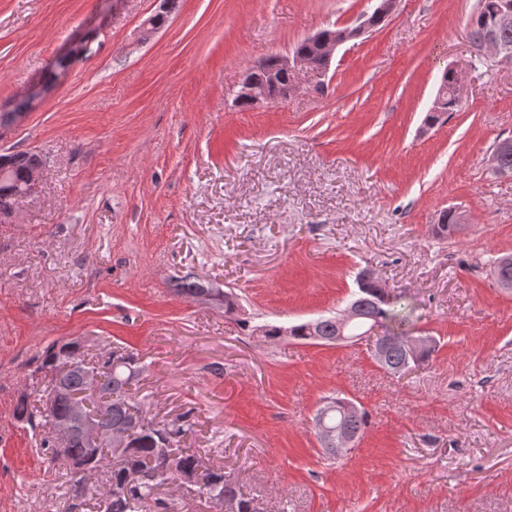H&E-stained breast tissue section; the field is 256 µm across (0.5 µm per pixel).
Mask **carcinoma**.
I'll list each match as a JSON object with an SVG mask.
<instances>
[{
	"label": "carcinoma",
	"mask_w": 512,
	"mask_h": 512,
	"mask_svg": "<svg viewBox=\"0 0 512 512\" xmlns=\"http://www.w3.org/2000/svg\"><path fill=\"white\" fill-rule=\"evenodd\" d=\"M497 0H478L477 8L470 20V39L479 46L489 29L495 26L494 6ZM460 103L445 98L436 112H430L426 121L437 125L456 111ZM11 168V177L16 181L24 180L27 170L38 161V155L32 152H16L0 156ZM459 224L458 214L453 210L444 212L436 233L446 238ZM493 276L501 288L512 289V265L505 266L499 260L493 262ZM358 291L351 294L349 303L377 322L384 330L400 327L411 320L413 308L401 294L393 299L383 296L373 280V273L363 269L357 277ZM177 293L193 297L206 296L213 300L224 301V315L231 318L238 309L237 302L228 293L218 288H207L198 280L186 275L180 278ZM289 337L295 340H310L312 336L331 338L336 335L334 317L321 316L307 322L288 327ZM405 353L392 348L388 351L382 368L389 373H399V367L405 363ZM68 363L76 367L68 370L62 378H57L60 369ZM83 345L79 340L62 344L57 342L46 348L34 373L49 376L48 393L56 394L55 409L46 413L37 405L21 400L14 408L15 417L36 429L47 425L55 426L57 420L69 414V395L85 389ZM144 370L138 355L122 348H114L103 363L102 380L98 384L100 396H109L112 401L101 412L99 420L103 433L119 425L131 424L143 420L142 428L136 433L131 446L120 452L105 443L91 448L79 436H74L68 445L60 448L54 435L42 438V447L55 457L69 461L74 467L73 499L64 512H73L79 507L76 500L85 496L88 477L105 469L108 472L106 487L101 491L105 499V512H143L144 504L152 503L153 512H175L174 500L158 495V488L164 484H189L196 480L209 497H232L239 504V512H264L260 503L245 496L230 480L225 479L221 469L206 468L196 452L184 448L179 453L171 452L192 428L190 413L186 412L166 423L154 421L148 416L146 404L132 392V386ZM328 421L339 423L355 436L363 433L367 423L363 412L343 413L331 409Z\"/></svg>",
	"instance_id": "carcinoma-1"
}]
</instances>
